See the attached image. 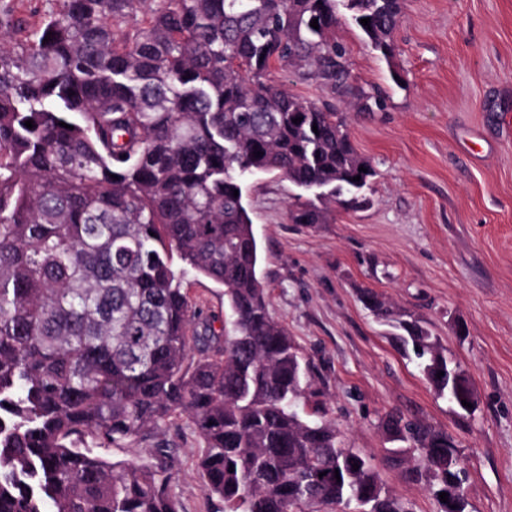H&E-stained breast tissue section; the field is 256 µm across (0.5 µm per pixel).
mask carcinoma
Wrapping results in <instances>:
<instances>
[{
  "mask_svg": "<svg viewBox=\"0 0 512 512\" xmlns=\"http://www.w3.org/2000/svg\"><path fill=\"white\" fill-rule=\"evenodd\" d=\"M400 14L401 0H55L40 28L0 42V512H180L167 441L150 464L97 449L184 421L222 512H413L300 408L308 366L270 313L243 193L276 172L314 199L366 203L376 171L347 116L270 74L334 85L340 22L389 58ZM289 219L328 212L300 194ZM189 275L224 287L231 330L198 314ZM363 301L389 317L379 294ZM399 327L457 406L469 380L428 330ZM386 427L408 444L393 450L407 479L464 490L447 432Z\"/></svg>",
  "mask_w": 512,
  "mask_h": 512,
  "instance_id": "obj_1",
  "label": "carcinoma"
}]
</instances>
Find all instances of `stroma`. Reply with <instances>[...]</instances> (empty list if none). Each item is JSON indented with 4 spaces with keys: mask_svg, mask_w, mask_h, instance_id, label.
<instances>
[{
    "mask_svg": "<svg viewBox=\"0 0 512 512\" xmlns=\"http://www.w3.org/2000/svg\"><path fill=\"white\" fill-rule=\"evenodd\" d=\"M346 80L278 70L277 85L346 113L376 175L357 211L293 224L296 188L258 172L245 201L270 311L310 366L306 407L323 403L346 447L375 459L414 512H437L430 486L390 460L388 415L447 431L467 473L465 512H512V0H403L395 53L339 25ZM379 96L373 112L360 94ZM371 290L407 315L468 377L472 414L457 415L362 301ZM182 512H209L197 439L169 430Z\"/></svg>",
    "mask_w": 512,
    "mask_h": 512,
    "instance_id": "obj_1",
    "label": "stroma"
}]
</instances>
